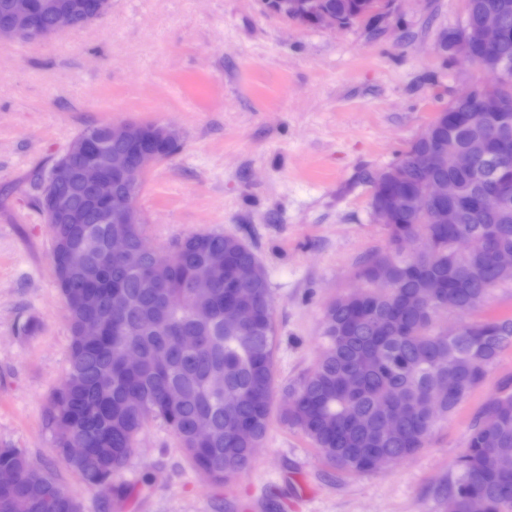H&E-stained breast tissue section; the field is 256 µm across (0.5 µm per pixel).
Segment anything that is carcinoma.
<instances>
[{
  "mask_svg": "<svg viewBox=\"0 0 512 512\" xmlns=\"http://www.w3.org/2000/svg\"><path fill=\"white\" fill-rule=\"evenodd\" d=\"M377 0H302L291 14L306 25L319 11H332L344 22L377 18ZM503 11L510 36L497 56L512 61V0H469L470 20L486 10ZM501 95L512 113V82L493 77L473 85L448 108L470 109L479 95ZM468 123L435 116L426 130L395 162L404 190L416 193L432 177H454L477 198L442 218L422 202L405 200L384 223L389 247L370 255L357 276L362 287L328 303L323 311V348L314 370L289 393L283 421L302 432L331 464L346 472L370 469L377 456L391 462L425 447L438 423L447 418L487 378L501 353L512 347V317H486L458 323L450 330L439 317L479 309L491 290L512 284L496 265L501 247L512 250V179L508 199L493 204L501 190L492 178L461 173L434 157L430 143L443 144L448 156L490 136L512 142V123ZM154 124L130 140H109V124L86 127L74 142L89 141L99 160L112 151L150 150L163 160L182 147L180 133L168 143L154 138ZM72 148L40 168L30 183L32 209H40L50 174ZM70 200L78 222L62 215L47 221L52 274L63 298L69 324L68 371L46 409L53 448L64 465L87 483L121 472L145 424L159 420L178 440L193 466L215 482L224 473L246 470L254 449L267 436L275 388L276 327L267 272L254 251L236 236L217 231L187 235L165 252L143 246L145 224H114L112 213L90 195L76 173L54 182ZM427 234L430 248L403 252L398 242ZM121 235L126 253L112 256L109 238ZM466 235L470 251L455 249ZM66 248L80 251L79 263L64 268ZM253 276L238 281L239 267ZM214 283L210 296L193 295V279ZM390 288L380 293L374 281ZM251 305L257 321L247 327L224 324V308L234 303L230 290ZM96 318L100 335L87 339L81 324ZM197 338L191 349L180 337ZM140 357L135 369L123 366L126 350ZM224 379L220 390L211 388ZM400 427L386 431L388 419ZM210 424L209 439L196 442L195 424ZM87 449L74 462L64 450ZM512 456V387L503 385L485 401L467 440L455 477L448 483V512H468L469 498L481 497L485 512H512V474L495 467ZM0 466L15 473L0 487V512H82L80 502L60 485L57 475L19 448H0Z\"/></svg>",
  "mask_w": 512,
  "mask_h": 512,
  "instance_id": "obj_1",
  "label": "carcinoma"
}]
</instances>
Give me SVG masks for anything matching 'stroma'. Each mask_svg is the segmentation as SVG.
Masks as SVG:
<instances>
[{
    "label": "stroma",
    "mask_w": 512,
    "mask_h": 512,
    "mask_svg": "<svg viewBox=\"0 0 512 512\" xmlns=\"http://www.w3.org/2000/svg\"><path fill=\"white\" fill-rule=\"evenodd\" d=\"M465 0H392L378 22L310 27L261 0H112L90 25L0 46V448L53 470L82 512H445L448 482L487 396L512 383V349L409 458L366 472L326 462L273 418L251 467L214 483L158 421L102 490L58 462L44 415L68 367L50 237L24 184L85 127L171 124L183 148L147 175L138 206L160 250L203 231L238 236L268 275L274 404L310 372L326 304L387 233L368 173L393 163L436 110L486 81L439 57Z\"/></svg>",
    "instance_id": "obj_1"
}]
</instances>
